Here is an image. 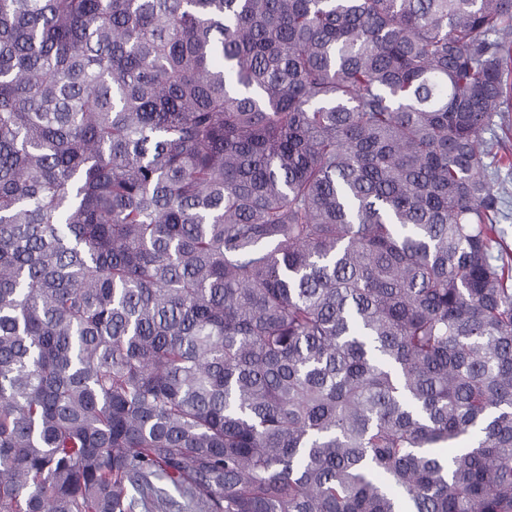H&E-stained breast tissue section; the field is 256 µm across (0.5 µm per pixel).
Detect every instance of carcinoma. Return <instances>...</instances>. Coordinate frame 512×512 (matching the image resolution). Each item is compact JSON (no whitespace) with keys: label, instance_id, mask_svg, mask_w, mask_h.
Masks as SVG:
<instances>
[{"label":"carcinoma","instance_id":"1","mask_svg":"<svg viewBox=\"0 0 512 512\" xmlns=\"http://www.w3.org/2000/svg\"><path fill=\"white\" fill-rule=\"evenodd\" d=\"M512 0H0V512H512ZM499 185L495 187L505 188L507 194H504L505 198V212L508 213V218L501 220L500 226L504 230V237L506 243L512 249V171L507 172L506 169H502L499 175Z\"/></svg>","mask_w":512,"mask_h":512}]
</instances>
